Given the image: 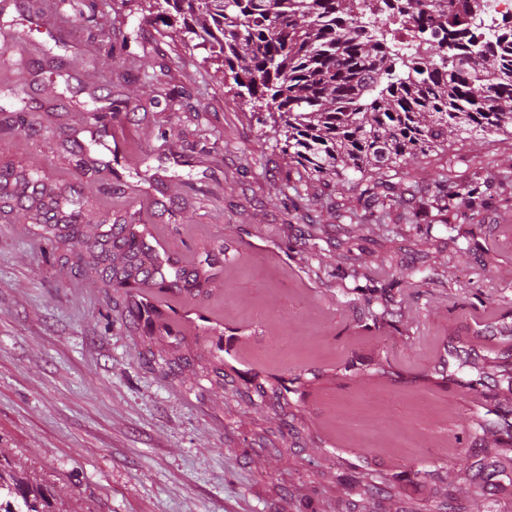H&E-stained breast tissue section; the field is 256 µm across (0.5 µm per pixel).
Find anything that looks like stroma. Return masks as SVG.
I'll return each instance as SVG.
<instances>
[{"label":"stroma","mask_w":512,"mask_h":512,"mask_svg":"<svg viewBox=\"0 0 512 512\" xmlns=\"http://www.w3.org/2000/svg\"><path fill=\"white\" fill-rule=\"evenodd\" d=\"M231 99L223 60L154 0H0V172L87 202L54 250L34 213L0 209V451L55 512H512V461L472 429L512 421V390L460 389L512 370V137L418 154L364 224L354 184ZM438 172L480 178L479 223H407L435 216ZM104 221L200 288L130 312L83 260ZM283 376L303 383L286 405ZM364 473L397 481L370 493Z\"/></svg>","instance_id":"35a3bbf8"}]
</instances>
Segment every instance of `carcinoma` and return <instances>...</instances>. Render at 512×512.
I'll use <instances>...</instances> for the list:
<instances>
[{"mask_svg": "<svg viewBox=\"0 0 512 512\" xmlns=\"http://www.w3.org/2000/svg\"><path fill=\"white\" fill-rule=\"evenodd\" d=\"M160 16L174 11L187 33L224 59L235 104L278 112L284 151L322 177L362 185L369 214L386 207L375 175L388 173L448 137L512 135V15L486 29L469 0H157ZM410 19L425 41L424 55L406 58L387 39L384 19ZM27 192L5 194L29 203L40 179L23 176ZM473 220L485 206L480 185L448 197ZM42 211L46 240L63 226L77 232L85 203L63 191ZM121 237L106 255L92 249L89 264L109 261L106 288L179 286L178 271L145 263L143 237L128 224H111L100 247ZM474 432L495 433L512 445V423L479 417ZM0 493L15 512H53L44 488L16 472L0 453Z\"/></svg>", "mask_w": 512, "mask_h": 512, "instance_id": "cac0c4a2", "label": "carcinoma"}]
</instances>
